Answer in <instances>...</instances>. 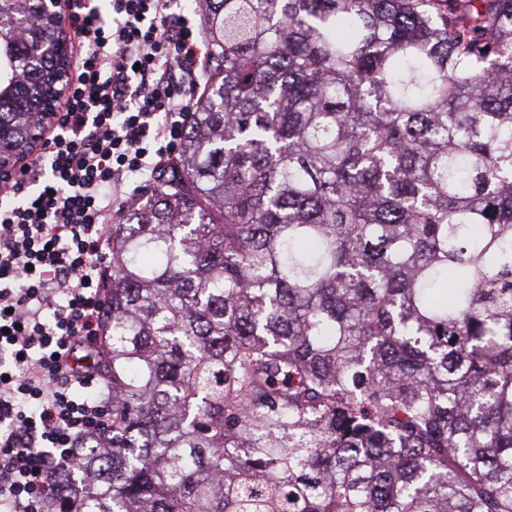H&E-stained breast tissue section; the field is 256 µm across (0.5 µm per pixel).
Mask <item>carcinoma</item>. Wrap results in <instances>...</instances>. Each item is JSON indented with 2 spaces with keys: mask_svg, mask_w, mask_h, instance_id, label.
I'll return each instance as SVG.
<instances>
[{
  "mask_svg": "<svg viewBox=\"0 0 512 512\" xmlns=\"http://www.w3.org/2000/svg\"><path fill=\"white\" fill-rule=\"evenodd\" d=\"M0 126L60 68L0 0ZM177 159L111 225L72 512H512V0H190Z\"/></svg>",
  "mask_w": 512,
  "mask_h": 512,
  "instance_id": "carcinoma-1",
  "label": "carcinoma"
}]
</instances>
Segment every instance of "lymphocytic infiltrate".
I'll use <instances>...</instances> for the list:
<instances>
[{"instance_id":"f902f5d3","label":"lymphocytic infiltrate","mask_w":512,"mask_h":512,"mask_svg":"<svg viewBox=\"0 0 512 512\" xmlns=\"http://www.w3.org/2000/svg\"><path fill=\"white\" fill-rule=\"evenodd\" d=\"M74 75L0 205V512H48L61 464L109 428L96 392L110 226L161 177L200 95L199 14L177 0H65Z\"/></svg>"}]
</instances>
